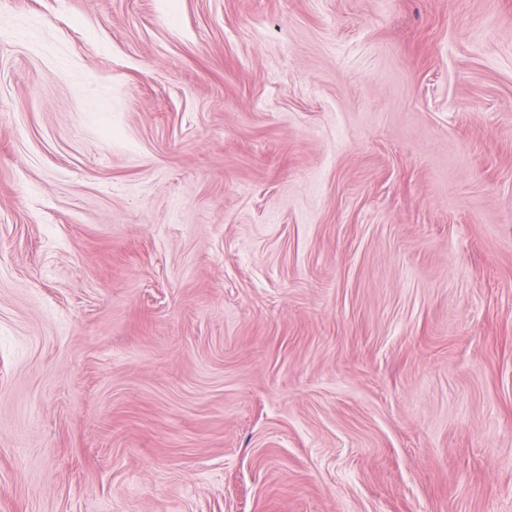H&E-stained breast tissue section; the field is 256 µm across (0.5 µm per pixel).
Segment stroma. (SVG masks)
<instances>
[{"label": "stroma", "mask_w": 512, "mask_h": 512, "mask_svg": "<svg viewBox=\"0 0 512 512\" xmlns=\"http://www.w3.org/2000/svg\"><path fill=\"white\" fill-rule=\"evenodd\" d=\"M0 512H512V0H0Z\"/></svg>", "instance_id": "1"}]
</instances>
